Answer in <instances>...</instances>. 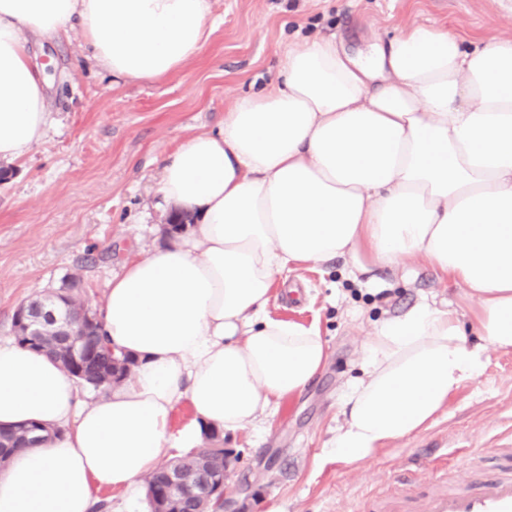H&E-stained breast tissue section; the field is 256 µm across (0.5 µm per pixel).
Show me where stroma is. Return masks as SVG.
Returning a JSON list of instances; mask_svg holds the SVG:
<instances>
[{
    "label": "stroma",
    "instance_id": "stroma-1",
    "mask_svg": "<svg viewBox=\"0 0 512 512\" xmlns=\"http://www.w3.org/2000/svg\"><path fill=\"white\" fill-rule=\"evenodd\" d=\"M211 10L215 25L201 53L157 81H113L77 29L30 39L50 82L52 123L0 180V341L12 339L20 303L73 276L102 310L114 274L171 242L172 209L156 192L166 158L186 138L217 130L236 98L280 82L287 43L333 36L355 55L415 22L512 39V0H211ZM287 284L301 288L300 305L276 289L268 314L318 326L327 360L301 395L211 440L230 453L227 497L243 499L245 512H361L394 494L420 512L430 486H454L473 469L498 474L491 451L512 446V352L491 347L482 373L421 430L363 461L329 454L343 420L340 395L358 376L375 326L425 298L471 320L478 303L461 284L422 259L404 278L385 266L356 278L342 258L295 267Z\"/></svg>",
    "mask_w": 512,
    "mask_h": 512
}]
</instances>
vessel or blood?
Instances as JSON below:
<instances>
[{
	"mask_svg": "<svg viewBox=\"0 0 512 512\" xmlns=\"http://www.w3.org/2000/svg\"><path fill=\"white\" fill-rule=\"evenodd\" d=\"M423 512H512V478L488 479L476 488L427 497Z\"/></svg>",
	"mask_w": 512,
	"mask_h": 512,
	"instance_id": "b4317fda",
	"label": "vessel or blood"
}]
</instances>
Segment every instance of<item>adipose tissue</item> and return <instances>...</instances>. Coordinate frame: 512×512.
Returning <instances> with one entry per match:
<instances>
[{"instance_id":"ef3b65f1","label":"adipose tissue","mask_w":512,"mask_h":512,"mask_svg":"<svg viewBox=\"0 0 512 512\" xmlns=\"http://www.w3.org/2000/svg\"><path fill=\"white\" fill-rule=\"evenodd\" d=\"M213 25L211 0H0V160L51 123L29 35L79 28L104 71L141 81L197 56ZM158 192L197 223L112 279L102 322L136 361L128 379L84 395L44 353L0 342V424L55 431L0 471V512H92L101 490L134 494L169 449L301 394L325 342L265 312L293 266L346 257L358 275L420 258L478 302L469 327L425 302L376 327L343 393L338 458L419 430L481 373L486 347L512 352L511 39L416 23L354 57L331 38L288 45L281 82L181 142Z\"/></svg>"}]
</instances>
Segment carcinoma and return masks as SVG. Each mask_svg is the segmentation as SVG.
Here are the masks:
<instances>
[{"mask_svg":"<svg viewBox=\"0 0 512 512\" xmlns=\"http://www.w3.org/2000/svg\"><path fill=\"white\" fill-rule=\"evenodd\" d=\"M58 298L70 310L75 336L71 344L61 346L56 342L53 329L49 328L45 335L39 337L40 348L82 385L106 389L125 379L131 373L135 360L128 354H117L112 350L102 331V324L94 327L81 325L82 312L89 309L83 289L62 288L44 296L48 301ZM33 428L46 432L43 426L35 423L0 427V469L10 462L16 452L32 443L29 430ZM175 467L182 472L184 482L180 496L172 500L167 496L168 473ZM204 478L214 485L224 481V449L199 448L173 460L167 467L158 468L146 480L150 512H191L196 502L207 496L206 486L201 483ZM214 508L221 509L218 494L209 497L208 509Z\"/></svg>","mask_w":512,"mask_h":512,"instance_id":"1","label":"carcinoma"}]
</instances>
